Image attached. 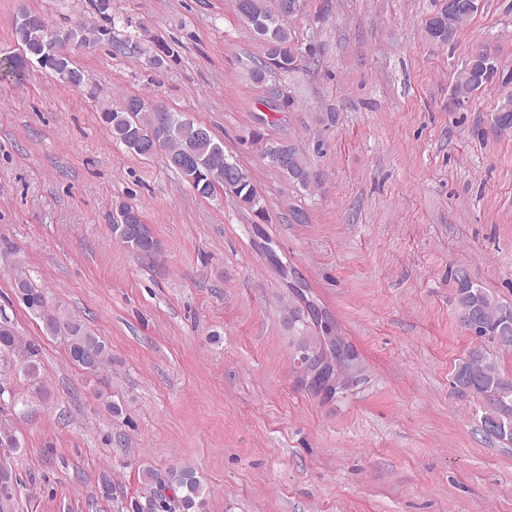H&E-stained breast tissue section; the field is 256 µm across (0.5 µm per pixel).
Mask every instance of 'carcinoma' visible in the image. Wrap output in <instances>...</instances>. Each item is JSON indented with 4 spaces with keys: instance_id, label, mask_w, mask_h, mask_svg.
<instances>
[{
    "instance_id": "cac0c4a2",
    "label": "carcinoma",
    "mask_w": 512,
    "mask_h": 512,
    "mask_svg": "<svg viewBox=\"0 0 512 512\" xmlns=\"http://www.w3.org/2000/svg\"><path fill=\"white\" fill-rule=\"evenodd\" d=\"M291 0H235L237 15L245 20L263 41L264 58L254 63L251 78L265 81L270 73H289L298 69V51L294 47L295 31L291 21ZM456 8L443 4L426 22V32L431 41L445 45L453 41L461 25L478 10L477 0H454ZM55 37L54 51L46 53L47 37ZM16 53L0 55V76L20 78L25 75L26 62L36 59L41 67L52 71L60 79L78 85L82 73L72 66L70 50L106 43L111 53L136 57L145 49H131L132 41H119L112 36L110 26H78L67 30L53 28L41 15L36 23L14 25ZM175 56L174 49L160 44L149 56V63L162 68ZM497 72L494 59L486 52L474 54L458 73L453 95L465 99L474 95ZM101 121L108 128L112 139L134 154L149 158L153 148L160 145L165 151L168 165L177 172L194 192L202 198H212L222 190L232 195L239 207L264 218V199L250 175L237 162L224 153V145L205 127L183 118L180 112H163L138 96L124 99L121 106L106 108L100 113ZM495 122L499 130L512 128V97L501 101ZM253 143L258 145L264 159L275 171L283 174L293 184L307 189L312 185L314 173L309 162L291 141H268L259 132L253 133ZM112 234L134 252L154 256L159 243L143 219L142 212L123 202L115 204ZM458 320L462 330L479 340L459 359L453 375V387L461 396L470 395L481 402V428L488 436L512 443V377L502 373L498 363L487 351L491 343L502 350H512V301L496 298L474 283L466 271L455 273ZM13 288L27 309L42 318L45 329L53 336L66 339L72 363L88 374L99 373L112 361L108 344L95 336L79 322L67 320L56 309L48 306L44 290L36 287L22 270L13 275ZM288 321L300 324L297 354L300 358L318 348L319 337L310 333V325L295 313ZM20 346V337L8 321L0 322V354L12 353ZM27 359L23 369L31 379L39 375V349L26 346ZM144 487L143 500L132 504V512H206L209 490L189 469H171L161 476L147 467L141 471Z\"/></svg>"
}]
</instances>
